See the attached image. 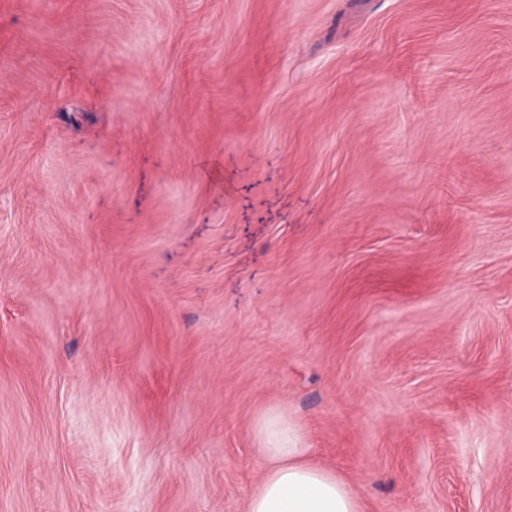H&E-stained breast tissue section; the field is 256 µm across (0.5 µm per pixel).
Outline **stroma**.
Listing matches in <instances>:
<instances>
[{
	"instance_id": "obj_1",
	"label": "stroma",
	"mask_w": 512,
	"mask_h": 512,
	"mask_svg": "<svg viewBox=\"0 0 512 512\" xmlns=\"http://www.w3.org/2000/svg\"><path fill=\"white\" fill-rule=\"evenodd\" d=\"M273 415L512 512V0H0V512H246Z\"/></svg>"
}]
</instances>
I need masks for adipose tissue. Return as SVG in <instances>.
Segmentation results:
<instances>
[{
  "label": "adipose tissue",
  "instance_id": "ef3b65f1",
  "mask_svg": "<svg viewBox=\"0 0 512 512\" xmlns=\"http://www.w3.org/2000/svg\"><path fill=\"white\" fill-rule=\"evenodd\" d=\"M260 435L269 466L249 498L248 512H363L345 480L307 462V449L286 422L268 418Z\"/></svg>",
  "mask_w": 512,
  "mask_h": 512
}]
</instances>
